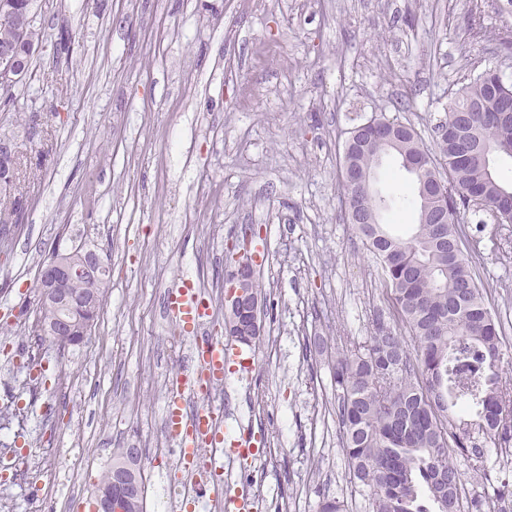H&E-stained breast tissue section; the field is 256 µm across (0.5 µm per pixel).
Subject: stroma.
Instances as JSON below:
<instances>
[{
  "mask_svg": "<svg viewBox=\"0 0 512 512\" xmlns=\"http://www.w3.org/2000/svg\"><path fill=\"white\" fill-rule=\"evenodd\" d=\"M473 0H42L44 49L0 112V135L42 167L22 184L28 209L0 252V457L14 458L0 504L27 512L31 485L56 512H95L121 449H142L146 512H176V443L165 428L172 376L197 337L223 336L224 312L195 332L172 319L184 280L221 291L230 239L252 227L267 295L255 349L224 366V487L248 512H372L350 479L327 357L365 340L385 282L349 224L339 190L343 144L372 117L411 125L426 145L448 95L486 68L512 79V8L483 0L486 34L469 37ZM387 222L415 223L410 178L385 158ZM460 221L486 300L512 355V224L487 211ZM82 243L110 269L88 339L40 344L34 284L52 250ZM251 435L239 454L241 434ZM458 458L475 512H499L512 452L484 444Z\"/></svg>",
  "mask_w": 512,
  "mask_h": 512,
  "instance_id": "obj_1",
  "label": "stroma"
}]
</instances>
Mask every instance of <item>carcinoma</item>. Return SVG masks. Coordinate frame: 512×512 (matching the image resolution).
<instances>
[{
	"instance_id": "1",
	"label": "carcinoma",
	"mask_w": 512,
	"mask_h": 512,
	"mask_svg": "<svg viewBox=\"0 0 512 512\" xmlns=\"http://www.w3.org/2000/svg\"><path fill=\"white\" fill-rule=\"evenodd\" d=\"M512 97V83L492 68L458 89L445 108L437 142L447 160L448 214L475 206L492 210L500 191L512 192L496 163L512 159V123L471 115V136L486 143L487 158L457 161V125L466 111L494 107ZM398 156L420 154L412 133H398ZM379 142L364 134L343 147L359 170L374 177ZM417 224L397 234L383 222L390 205L381 195L370 207L376 224L354 229L385 276L389 312L372 319L362 344L341 349L333 365L336 419L351 478L368 490L372 512H464L462 474L455 456L481 457L479 439L512 443V359L505 358L501 326L488 307L461 225L422 219L421 180L432 173L409 172ZM26 198L0 191V229L23 217ZM78 299L95 298L100 308L106 284L99 278L75 281ZM416 343L406 347L405 336Z\"/></svg>"
}]
</instances>
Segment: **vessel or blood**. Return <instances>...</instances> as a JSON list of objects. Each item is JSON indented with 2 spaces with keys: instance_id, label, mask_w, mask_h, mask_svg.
Instances as JSON below:
<instances>
[{
  "instance_id": "obj_1",
  "label": "vessel or blood",
  "mask_w": 512,
  "mask_h": 512,
  "mask_svg": "<svg viewBox=\"0 0 512 512\" xmlns=\"http://www.w3.org/2000/svg\"><path fill=\"white\" fill-rule=\"evenodd\" d=\"M172 296L171 310L176 321L184 326L195 323L206 302L202 290L185 281L173 290ZM232 355V349L223 339L209 338L197 353L196 368L176 377L166 428L177 440L180 456L197 458L202 447L223 442L219 415L203 406L202 401L211 386L221 380L224 364ZM191 400L197 401L196 409H188L187 403Z\"/></svg>"
}]
</instances>
